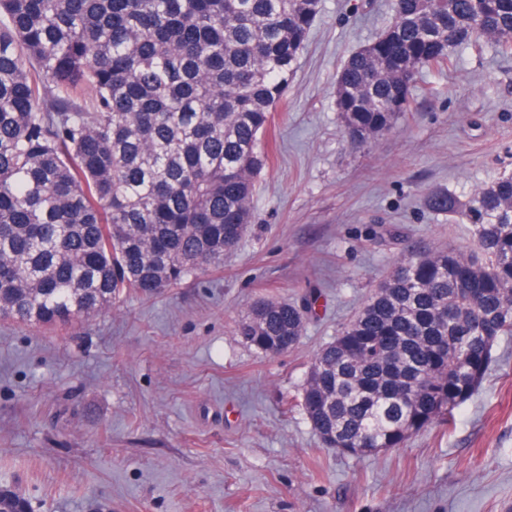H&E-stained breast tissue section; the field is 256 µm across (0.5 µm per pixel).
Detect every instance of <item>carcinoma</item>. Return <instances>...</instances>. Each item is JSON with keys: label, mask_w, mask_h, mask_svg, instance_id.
<instances>
[{"label": "carcinoma", "mask_w": 512, "mask_h": 512, "mask_svg": "<svg viewBox=\"0 0 512 512\" xmlns=\"http://www.w3.org/2000/svg\"><path fill=\"white\" fill-rule=\"evenodd\" d=\"M319 0H0V320L77 321L219 264L247 231L262 137ZM336 81L347 144L395 129L417 76L481 40L512 51V0H394ZM430 207L475 250L410 244L315 355L300 406L360 459L447 424L512 335V175ZM313 299L258 301L236 333L279 355ZM30 503L0 489V512Z\"/></svg>", "instance_id": "cac0c4a2"}]
</instances>
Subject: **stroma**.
I'll return each mask as SVG.
<instances>
[{
	"label": "stroma",
	"mask_w": 512,
	"mask_h": 512,
	"mask_svg": "<svg viewBox=\"0 0 512 512\" xmlns=\"http://www.w3.org/2000/svg\"><path fill=\"white\" fill-rule=\"evenodd\" d=\"M391 19V0H319L252 226L223 264L73 326L0 321V487L32 512H512V336L448 426L375 457L322 447L297 405L315 353L405 246L472 250L429 193L512 174V53L483 43L419 76L397 130L347 146L337 74ZM308 293L294 348L267 357L236 336L254 301Z\"/></svg>",
	"instance_id": "obj_1"
}]
</instances>
